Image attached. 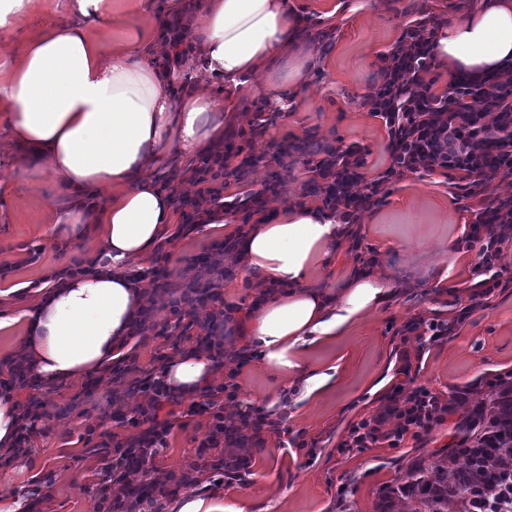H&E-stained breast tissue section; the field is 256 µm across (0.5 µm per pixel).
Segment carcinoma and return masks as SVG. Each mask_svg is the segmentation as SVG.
Wrapping results in <instances>:
<instances>
[{
    "label": "carcinoma",
    "mask_w": 512,
    "mask_h": 512,
    "mask_svg": "<svg viewBox=\"0 0 512 512\" xmlns=\"http://www.w3.org/2000/svg\"><path fill=\"white\" fill-rule=\"evenodd\" d=\"M493 96L495 93L489 91L487 97L476 101L467 113L466 123L459 128L461 135L472 137L479 132L483 105ZM501 131L505 137L486 148L482 159L473 165L474 170L494 172L501 167L502 157L512 150L511 114L505 115ZM455 438L456 442L433 465L426 467L418 460L411 465L403 486L405 512H448V495L462 494L473 474H481L489 483L493 481L501 449H512V385L491 387L487 400L463 413L456 424ZM471 441L484 444L472 458L471 467L448 470V462L460 451V443Z\"/></svg>",
    "instance_id": "1"
}]
</instances>
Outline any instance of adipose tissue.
Returning a JSON list of instances; mask_svg holds the SVG:
<instances>
[{
    "label": "adipose tissue",
    "instance_id": "1",
    "mask_svg": "<svg viewBox=\"0 0 512 512\" xmlns=\"http://www.w3.org/2000/svg\"><path fill=\"white\" fill-rule=\"evenodd\" d=\"M69 3L76 21L27 40L0 86V115L24 149L22 162L43 167L71 200L61 236L79 241L101 225L111 265L41 288L35 311L21 318L20 354L50 384L101 369L129 343L140 291L119 266L146 256L172 220L170 198L151 172L165 156L199 152L224 136L218 101L192 91L171 97L167 73L152 64L168 18H159L153 31L116 39L93 27L126 9L128 0ZM206 12L194 42L210 75L235 81L273 65L285 81L303 82L304 21L288 0H207ZM435 43L449 72L483 81L512 62V0H485L476 13L440 24ZM104 188L112 199L101 206L94 198ZM341 232L304 206L251 226L236 243L243 272L278 287L255 312L236 317L238 334L257 364L302 380L307 395L332 376L303 367L301 353L342 335L396 291L363 270L335 292L307 286L310 271L330 261ZM213 378L211 360L196 353L176 356L163 375L167 390L183 397L197 395Z\"/></svg>",
    "mask_w": 512,
    "mask_h": 512
}]
</instances>
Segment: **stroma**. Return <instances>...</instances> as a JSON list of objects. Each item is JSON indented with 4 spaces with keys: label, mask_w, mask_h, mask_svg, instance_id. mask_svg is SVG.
Listing matches in <instances>:
<instances>
[{
    "label": "stroma",
    "mask_w": 512,
    "mask_h": 512,
    "mask_svg": "<svg viewBox=\"0 0 512 512\" xmlns=\"http://www.w3.org/2000/svg\"><path fill=\"white\" fill-rule=\"evenodd\" d=\"M308 22L304 47L311 56L303 83L291 86L272 79L271 70H258L243 84H219L193 60L190 40L179 46V57H156L169 69V90L190 89L207 97L233 99L235 111L224 124V146L243 154L275 151L287 143L293 166L267 162L257 179L281 193L279 211L304 203L320 206L316 187L309 183L308 165L324 157V146L356 147L363 182L376 180L391 164L385 123L362 105V97L380 80L385 57L405 26L426 23L434 29L444 21L478 11L482 0H290ZM171 0H140L133 10L115 15L108 24L116 33L135 34L152 27L168 13ZM67 0L45 7L35 0L0 29V81L22 44L55 23L69 19ZM262 109L268 123L252 137L244 112ZM20 147L0 118V313L20 315L39 299L37 288L53 272L76 257L103 253V238L92 231L83 240L65 241L53 225L68 200L41 169L18 163ZM505 182L501 174L464 178L457 170L407 172L385 185L377 203L361 217L356 234L336 245L330 263L315 267L307 283L330 291L342 288L359 269H373L399 291L385 306L357 321L344 336L307 349L302 362L312 368H335L334 383L325 391L290 404L286 434H265L261 447L248 453L244 481L225 484L218 466L225 454L208 453V467L198 475L196 491L216 493L245 503V512H380L386 493L407 480L414 460L431 465L436 453L453 441L457 413H449L422 442L402 447L343 448L349 429L374 415L397 383L402 348L399 335L412 319L448 320L463 315L455 336L425 344L413 359L414 383L473 407L499 377L512 374V241L503 246L500 286L479 295L477 250L468 241L470 226L486 200L495 198ZM181 215H174L148 256L128 262L130 273L145 274V287L172 288L183 280L190 263H203L225 227H241V214L228 213L223 223L203 224L174 241H167ZM256 278L244 277L233 261L224 263V284L218 293L225 305L246 311L258 295ZM239 408L253 413L282 399L290 383L276 370L245 363L239 373ZM108 382L98 373L44 384L28 375L14 388L19 404L31 396L47 403L49 415L34 421L15 451L0 449V507L21 503L27 512H93L99 498V472L112 457L104 445L112 435L141 431L130 409L109 412ZM202 396L163 402L160 418L171 429L161 454L147 464V477L161 483L164 507L187 496L181 477L196 459L199 442L208 431L207 414H193L190 403ZM95 426L87 437V426Z\"/></svg>",
    "instance_id": "stroma-1"
}]
</instances>
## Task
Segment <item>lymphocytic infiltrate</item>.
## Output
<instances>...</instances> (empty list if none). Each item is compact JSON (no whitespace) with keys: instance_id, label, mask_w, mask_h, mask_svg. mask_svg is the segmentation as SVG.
I'll return each instance as SVG.
<instances>
[{"instance_id":"f902f5d3","label":"lymphocytic infiltrate","mask_w":512,"mask_h":512,"mask_svg":"<svg viewBox=\"0 0 512 512\" xmlns=\"http://www.w3.org/2000/svg\"><path fill=\"white\" fill-rule=\"evenodd\" d=\"M434 48V33L426 24L407 26L381 69L379 84L364 97L365 106L384 120L388 130L392 162L380 180L366 184L360 177L352 176L337 181L336 163L331 157L311 166L312 181L323 186L324 208L340 211L345 223H358L370 200L403 171L468 170L470 159L481 154L496 138L501 113L512 108V64H509L488 76V83L500 90L501 96L483 112L481 131L470 141H462L454 124L464 121L468 100L476 87L462 83L443 94L433 93L427 74ZM264 161L261 155H249L237 161L228 150L209 152L204 169L180 178L178 184L171 186V203L176 208L192 205L198 215L210 213L223 207L224 190L230 183L243 181ZM498 199L502 209L497 223L473 228V238L479 245L480 286L488 294L500 284L496 269L503 255L502 246L512 240V181ZM234 255L233 239H225L205 266L186 274L182 289H169L167 299H160L157 289L143 290L140 316L131 329L132 336H145L155 327L154 315L169 311L174 317L166 325L170 335L187 328L203 330L210 360L227 366L222 382L209 384L203 390L206 400L202 410L207 413L209 424L200 445L208 450L232 449V456L224 462V479L228 482L242 478L248 463L246 445H262V434L266 431L283 433L287 419L283 412L275 416L264 412L251 416L238 408L241 356L239 350L228 346L225 333L226 324L235 320V310L214 306L215 290L224 279V262ZM402 361L401 382L394 384L379 412L349 429L343 447L363 449L385 444L397 448L408 437L423 441L443 423L448 414L447 400L426 387L410 386L407 381L412 370L410 355H403ZM138 393L140 399L133 411L146 427L138 435L113 439L112 460L103 475L101 496L94 512H137L140 500L133 493L136 477L165 445L170 427L168 421L159 417L160 400L167 395L160 373H153ZM466 499L468 512H512V459H501L493 487L469 492Z\"/></svg>"}]
</instances>
